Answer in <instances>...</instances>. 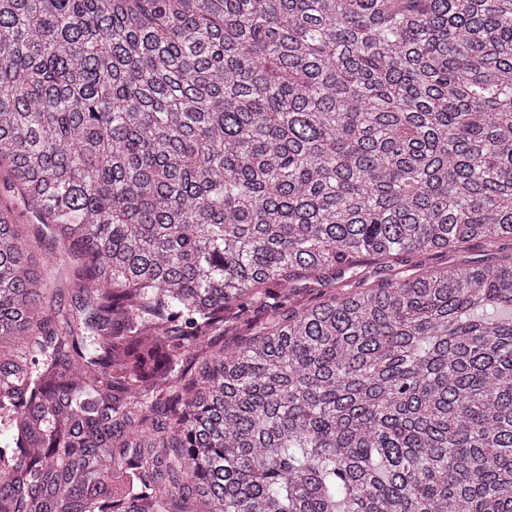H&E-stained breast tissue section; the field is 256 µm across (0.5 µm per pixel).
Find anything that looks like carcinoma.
<instances>
[{
  "mask_svg": "<svg viewBox=\"0 0 512 512\" xmlns=\"http://www.w3.org/2000/svg\"><path fill=\"white\" fill-rule=\"evenodd\" d=\"M0 171V512H512V0H0ZM3 174L0 175V199L4 201H8L13 199L14 206L16 208V214L18 215V220L20 224H23V231L25 235L33 237L34 235H39L42 240V245L46 246L47 253L49 254L51 250V237L50 234H46L42 228L38 227L35 218L32 213L18 200L13 198V193L9 188V185L5 179H3Z\"/></svg>",
  "mask_w": 512,
  "mask_h": 512,
  "instance_id": "cac0c4a2",
  "label": "carcinoma"
}]
</instances>
